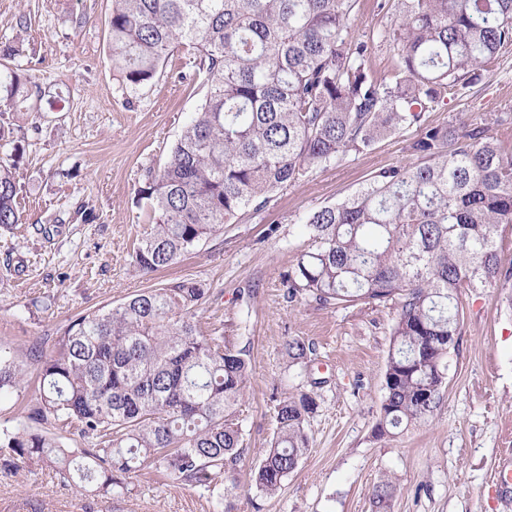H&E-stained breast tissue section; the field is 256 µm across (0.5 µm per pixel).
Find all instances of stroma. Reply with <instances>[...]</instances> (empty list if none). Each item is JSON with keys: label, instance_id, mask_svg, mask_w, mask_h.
<instances>
[{"label": "stroma", "instance_id": "stroma-1", "mask_svg": "<svg viewBox=\"0 0 512 512\" xmlns=\"http://www.w3.org/2000/svg\"><path fill=\"white\" fill-rule=\"evenodd\" d=\"M385 0H359L355 39L369 44V69L398 64L377 40L394 17ZM112 0H0V96L11 76L35 78L41 96L11 113V165L21 221L0 230V350L25 354L53 339L79 313L181 278L207 290L198 310L204 332L220 330L250 348L252 374L240 408L246 446L231 494L182 485L143 470L125 498L84 496L44 470L0 473V512H375L374 486L396 487L391 512H512V482L496 478L512 451L511 291H463V325L448 353L442 404L427 422L376 436L394 309L359 303L323 306L289 299L284 276L308 246L299 223L310 211L355 191L378 169L411 161L409 130L338 165L313 168L276 192L266 208L228 224L175 265L135 273L130 255L147 217L138 191L163 166L200 96L197 60L177 53L154 82L126 89L109 57ZM490 78L446 96L436 125L512 117V51ZM313 347L308 374L288 368L283 343ZM321 380L309 422L311 447L278 493H261L250 469L269 447L275 398Z\"/></svg>", "mask_w": 512, "mask_h": 512}]
</instances>
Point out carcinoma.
<instances>
[{
	"mask_svg": "<svg viewBox=\"0 0 512 512\" xmlns=\"http://www.w3.org/2000/svg\"><path fill=\"white\" fill-rule=\"evenodd\" d=\"M392 2L396 21L380 37L399 65L386 83L368 76V46L351 35L357 0H112L108 22L123 83L151 82L182 50L199 58L205 87L139 190L149 217L131 254L139 273L176 263L307 171L416 130V161L373 173L302 219L309 245L285 275L291 300L396 305L380 436L439 408L462 290L512 282L500 234L512 226V150L503 147L512 123L427 120L512 47V0ZM16 196L0 164V230L20 222ZM205 295L192 279L141 291L79 314L50 352L26 351L39 368L23 412L45 430L1 429L0 470L48 468L76 492L105 497L124 494L146 468L212 492L236 485L251 355L238 337L200 329ZM284 351L293 367L313 348L292 337ZM27 386L24 361L1 355L0 399ZM316 408L303 391L276 401L273 439L251 469L258 490L276 494L297 469ZM393 492L388 480L374 488L376 512H388Z\"/></svg>",
	"mask_w": 512,
	"mask_h": 512,
	"instance_id": "obj_1",
	"label": "carcinoma"
}]
</instances>
